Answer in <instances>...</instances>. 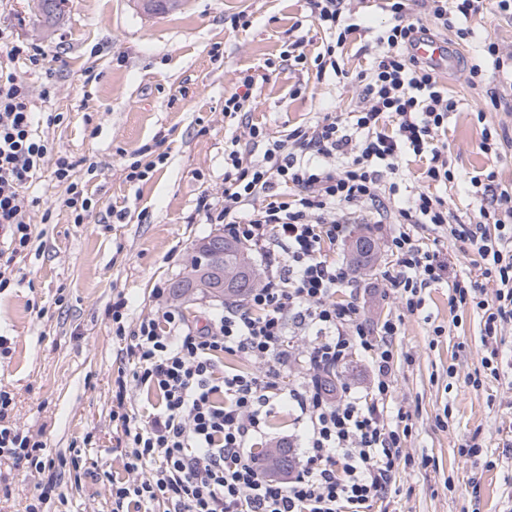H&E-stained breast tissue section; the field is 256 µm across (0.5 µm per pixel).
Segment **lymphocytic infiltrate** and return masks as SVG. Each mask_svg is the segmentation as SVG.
<instances>
[{
	"instance_id": "1",
	"label": "lymphocytic infiltrate",
	"mask_w": 512,
	"mask_h": 512,
	"mask_svg": "<svg viewBox=\"0 0 512 512\" xmlns=\"http://www.w3.org/2000/svg\"><path fill=\"white\" fill-rule=\"evenodd\" d=\"M347 2L310 0L326 35L313 60L316 77L335 66L337 47L361 29ZM373 2L394 23L376 35L370 70L353 80L356 109L325 114L284 139L252 124L254 154L244 155L234 145L224 152V204L214 221L260 256L262 285L209 327L192 329L168 309L130 330L126 354L134 372L131 379H118L116 399L124 401L129 386H144L156 394L159 411L138 424L121 417L126 475L105 476L112 512H154L158 506L163 512H371L386 499L410 419L407 411L390 407L391 340L401 321L386 319L375 331L363 321L356 296L335 300L337 289L351 287L352 278L343 264L324 258L322 247L347 237L340 214L398 197V184L384 183L383 176L397 173L405 154L427 156V186L397 211L388 242L394 264L385 280L410 313L422 306L424 289L450 280L451 303L482 311L490 350L483 365L499 376L498 332L512 323V188L499 182L495 168H485L468 183L476 220L449 223L448 201L433 188L453 182L455 173L434 138L456 102L437 69L411 52L424 28L408 19L407 0ZM416 2L431 22L462 41L471 34V22L488 11H512V0ZM46 56L41 42L0 27V234L14 256L31 242L29 215L39 200L28 185L52 151L34 122L37 101H49L53 86L37 89L29 80L30 72L43 69ZM72 168L68 157H58L54 176L65 186L63 206L82 224L96 204L73 180ZM426 227L476 254L482 276L493 283L492 298H482L470 276L450 277L439 250L416 236ZM292 322L308 342L297 381L285 389L280 365ZM356 351L371 360L370 390L359 395L346 387L328 397L323 376ZM220 352L243 357L257 369L216 376ZM285 399L301 412L305 446L300 470L283 483L266 477L255 445L273 408ZM12 404L11 395L0 391V458L42 472L57 469L41 441L13 426Z\"/></svg>"
}]
</instances>
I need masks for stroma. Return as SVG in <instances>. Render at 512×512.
I'll return each mask as SVG.
<instances>
[{"mask_svg":"<svg viewBox=\"0 0 512 512\" xmlns=\"http://www.w3.org/2000/svg\"><path fill=\"white\" fill-rule=\"evenodd\" d=\"M32 0H0V23L16 25L21 36L48 52L55 95L49 111L60 122L39 131L57 154L74 164L99 206L87 223H74L62 205L65 187L45 164L30 192L39 207L31 213L29 250L14 259L0 290V336L10 352L0 357V390L15 407L11 419L44 445L49 457L80 452L81 472L56 470L57 493L48 512H112L103 471L123 473L121 420L112 416L117 378H131L133 365L118 326L172 307L186 324L204 326L221 315L219 301L199 295L177 298L172 285L192 248L220 232L208 223L207 208L224 200V150L245 139L239 120L225 117L224 98L244 74L258 78L249 117L270 135L285 137L326 112L345 113L357 105L353 76L369 68L372 32L388 15L355 0L365 34L351 36L336 52L342 76L315 79L310 63L325 40L309 0H186L177 13L147 15L135 0H66L55 27L44 25ZM245 16L238 24L237 16ZM466 43L435 30L451 44L453 64L439 80L457 102L448 116V153L461 177L484 170L483 130L502 142L499 178L512 185V107H493L486 90H505L501 74L485 60V39L512 49V18L496 15L473 22ZM303 63L283 62L289 50ZM482 63L483 85L468 81L472 64ZM98 79L86 83V70ZM164 163H156L157 154ZM153 163L148 178L129 182L132 162ZM50 223H42L44 210ZM390 255L375 269L354 272L355 291L370 328L401 317L392 346L397 370L391 406L411 415L400 467L386 512H512V459L503 456L502 437L512 428V382L493 378L482 365L484 321L471 305L450 306L451 290L439 283L423 290V306L404 312L384 280ZM125 301L121 323L112 307ZM293 403L278 405L269 419L264 448L302 446V426ZM479 444L480 456L460 457V448ZM46 475L0 461V512H23Z\"/></svg>","mask_w":512,"mask_h":512,"instance_id":"stroma-1","label":"stroma"}]
</instances>
